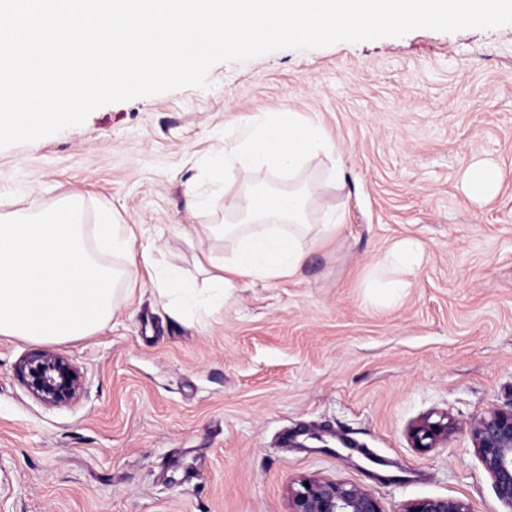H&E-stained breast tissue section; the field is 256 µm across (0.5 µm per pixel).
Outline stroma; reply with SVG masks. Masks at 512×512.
<instances>
[{
	"label": "stroma",
	"mask_w": 512,
	"mask_h": 512,
	"mask_svg": "<svg viewBox=\"0 0 512 512\" xmlns=\"http://www.w3.org/2000/svg\"><path fill=\"white\" fill-rule=\"evenodd\" d=\"M208 79L0 148V214L81 195L203 293L232 252L207 227L256 180L318 183L309 223L335 211L344 226L294 276L239 280L177 318L144 270L92 335H0V512H289L308 477L383 512L425 497L506 512L470 425L512 406V25L284 49ZM258 112L299 113L335 153L293 177L215 168ZM476 161L501 173L486 201L464 191ZM407 238L422 259L382 301L379 261ZM36 351L78 370L75 400L29 392L17 366ZM443 415L448 436L415 447L411 430Z\"/></svg>",
	"instance_id": "obj_1"
}]
</instances>
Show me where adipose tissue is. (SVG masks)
I'll return each instance as SVG.
<instances>
[{"label":"adipose tissue","mask_w":512,"mask_h":512,"mask_svg":"<svg viewBox=\"0 0 512 512\" xmlns=\"http://www.w3.org/2000/svg\"><path fill=\"white\" fill-rule=\"evenodd\" d=\"M335 146L313 123L301 121L294 112L255 114L247 134L232 147L231 156L246 167L267 166L291 173L305 161L321 153L334 152ZM246 223L216 224L214 235L232 241L235 249L225 258L219 275L213 276L214 299H223L241 278L271 280L294 276L303 266L308 239L324 240L342 227L340 215H331L326 223L307 221L306 203L300 192L271 193L256 191L247 195L241 207ZM422 245L414 239L403 240L382 264L390 276L380 285L389 298L407 288L405 279L418 263Z\"/></svg>","instance_id":"1"}]
</instances>
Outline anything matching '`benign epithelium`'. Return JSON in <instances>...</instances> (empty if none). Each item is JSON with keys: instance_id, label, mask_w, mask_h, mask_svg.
I'll return each mask as SVG.
<instances>
[{"instance_id": "obj_1", "label": "benign epithelium", "mask_w": 512, "mask_h": 512, "mask_svg": "<svg viewBox=\"0 0 512 512\" xmlns=\"http://www.w3.org/2000/svg\"><path fill=\"white\" fill-rule=\"evenodd\" d=\"M19 373L27 388L52 405L74 399L81 388L80 376L65 357L35 353L23 360ZM451 429L444 420H425L411 433L415 447L430 448ZM476 454L493 480L498 500L512 510V407L496 409L471 424ZM289 512H383L368 491L345 482L303 478L291 489ZM401 512H470L461 501L429 497L406 503Z\"/></svg>"}]
</instances>
